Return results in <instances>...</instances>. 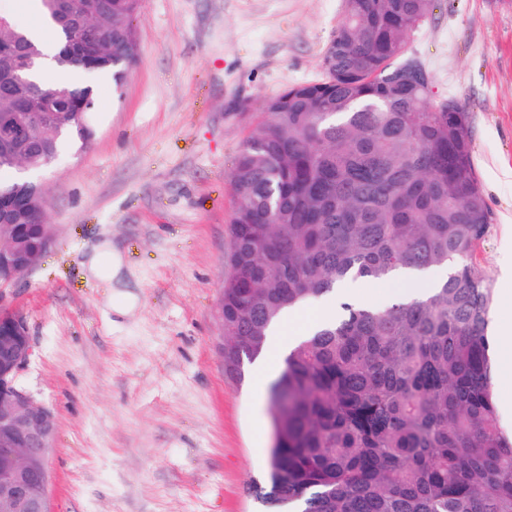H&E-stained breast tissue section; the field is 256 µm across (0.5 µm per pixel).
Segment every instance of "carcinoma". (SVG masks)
Here are the masks:
<instances>
[{
    "label": "carcinoma",
    "instance_id": "obj_1",
    "mask_svg": "<svg viewBox=\"0 0 512 512\" xmlns=\"http://www.w3.org/2000/svg\"><path fill=\"white\" fill-rule=\"evenodd\" d=\"M82 61L57 66L122 83L136 64L141 0H105ZM431 0H345L324 78L264 101L234 160L230 227L236 276L224 279V370L267 348L284 313L346 279L386 281L443 269L430 293L381 307L341 303L294 346L271 381L279 429L264 512H512V441L490 391L492 294L472 262L491 212L475 175L468 112L430 99L408 38ZM15 26L0 30V70ZM58 93L38 129L56 153L94 137L91 85L34 84L28 105ZM17 241L41 250L43 198L29 193Z\"/></svg>",
    "mask_w": 512,
    "mask_h": 512
}]
</instances>
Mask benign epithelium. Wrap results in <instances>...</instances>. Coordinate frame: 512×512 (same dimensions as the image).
Listing matches in <instances>:
<instances>
[{
	"label": "benign epithelium",
	"mask_w": 512,
	"mask_h": 512,
	"mask_svg": "<svg viewBox=\"0 0 512 512\" xmlns=\"http://www.w3.org/2000/svg\"><path fill=\"white\" fill-rule=\"evenodd\" d=\"M33 54L19 53L15 72L0 77V96L23 94L22 73L31 67ZM49 107L29 116L23 127L0 128V159L19 169L30 164L19 159L25 143L48 118ZM31 255L0 245V264L10 269L0 276V288H8L35 265ZM32 344L22 318L0 310V512H50L49 449L57 432V419L18 382L20 371L32 356Z\"/></svg>",
	"instance_id": "1"
}]
</instances>
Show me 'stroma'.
Instances as JSON below:
<instances>
[{
  "mask_svg": "<svg viewBox=\"0 0 512 512\" xmlns=\"http://www.w3.org/2000/svg\"><path fill=\"white\" fill-rule=\"evenodd\" d=\"M343 0H142L138 60L98 78L89 147L38 178L53 240L0 298L33 355L20 383L58 422L51 512H260L266 389L224 370L216 316L230 272L229 175L268 97L321 78ZM409 54L435 101L469 114L492 214L473 262L492 290L512 235V0H432ZM111 240L133 307L83 262Z\"/></svg>",
  "mask_w": 512,
  "mask_h": 512,
  "instance_id": "stroma-1",
  "label": "stroma"
}]
</instances>
